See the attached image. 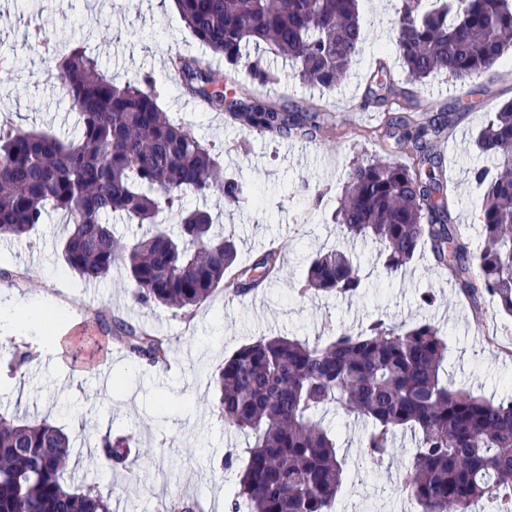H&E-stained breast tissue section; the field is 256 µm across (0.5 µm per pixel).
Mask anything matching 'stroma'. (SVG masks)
Listing matches in <instances>:
<instances>
[{"label":"stroma","instance_id":"35a3bbf8","mask_svg":"<svg viewBox=\"0 0 512 512\" xmlns=\"http://www.w3.org/2000/svg\"><path fill=\"white\" fill-rule=\"evenodd\" d=\"M398 6L399 0H360L364 49L333 92L289 79L287 63L274 62L280 80L266 88L271 100L319 103L326 110L316 138L287 143L230 128L218 113L191 109L177 90L169 59L198 56L202 49L178 10L161 0H0V52L11 58L10 68L0 70V125L64 136L75 125L41 52L23 44L14 20L22 9L31 20L58 30L63 49L82 46L115 82L152 73L162 109L219 150L225 172L240 178L251 197L220 217L237 239L238 264H252L270 242L281 246L280 269L270 287L242 296L219 289L182 315L134 304L123 266L96 282L66 271L59 213H50L27 238L0 239V270L10 273L0 277V290L33 302L51 296L70 321L52 337L18 336L0 346V415L46 419L63 428L75 442L67 483L107 485L113 512H156L161 504L195 499L203 500L207 512H224L237 474L225 460L247 437L226 428L218 415L213 376L237 349L263 337L324 342L340 330L362 332L379 318L396 324L427 319L448 339L444 369L456 388L497 402L512 397V317L490 297L476 305L464 299L434 267L430 252L405 273L388 277L376 269L374 246L358 242L354 248L365 274L359 296L300 293L304 258L342 240L332 214L353 158L380 155L373 131L385 113L399 109L391 102L377 105L367 94L377 60H385L396 78L404 76L391 33ZM461 96L470 107L461 111L440 150L454 182L453 222L469 251L476 252L480 193L471 171L484 160L474 140L487 119L512 101V50L471 86L446 76L431 79L417 96L416 110L449 108ZM318 191L324 194L319 203ZM426 293L432 306L421 302ZM101 310L109 319L168 336V364L148 366L131 358L98 319ZM21 352L30 353L31 361L10 369L13 354ZM102 370L110 373L104 384L95 379ZM328 418L341 436L348 481L336 512H410L401 488L415 448L410 434L399 435L393 458L373 470L362 456L366 424L337 412ZM107 435L127 438L125 463L102 466L100 440Z\"/></svg>","mask_w":512,"mask_h":512}]
</instances>
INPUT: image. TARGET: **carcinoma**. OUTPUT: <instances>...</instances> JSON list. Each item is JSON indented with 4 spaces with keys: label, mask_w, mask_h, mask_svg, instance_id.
Returning <instances> with one entry per match:
<instances>
[{
    "label": "carcinoma",
    "mask_w": 512,
    "mask_h": 512,
    "mask_svg": "<svg viewBox=\"0 0 512 512\" xmlns=\"http://www.w3.org/2000/svg\"><path fill=\"white\" fill-rule=\"evenodd\" d=\"M359 0H175L186 28L226 71L205 57L177 55L175 76L194 100L220 112L232 127L275 138L311 139L321 110L290 111L258 96H227V72L246 70L264 86L277 75L270 59L291 63L300 83L336 88L365 44ZM402 0L394 40L406 86L378 62L370 77L380 104H410L429 78L462 83L491 72L512 47V0ZM61 90L79 114L76 133L0 128V237H27L57 212L72 229L62 245L67 269L100 280L124 265L132 300L187 311L218 288L244 294L275 274L279 250L237 267L233 235L219 213L183 207V196L217 197L224 209L245 201L246 187L224 174L214 148L171 120L159 105L154 78L141 73L118 84L76 47L48 53ZM458 114L387 117L378 137L387 157L352 164L334 219L343 238L376 244L386 274L403 271L430 244L434 265L477 301L487 294L512 316V102L476 138L492 171L471 170L482 193L478 224L483 248L469 253L452 223L451 193L433 143ZM404 156L402 164L393 157ZM179 211L176 229L157 217ZM121 216L142 232L117 236ZM360 264L341 247L316 254L304 289L352 298L360 294ZM115 339L152 365L167 360L164 336L122 328ZM448 354L431 322H372L342 331L326 345L276 336L237 350L217 371V411L224 424L249 435L228 512H334L345 483L338 433L319 411L328 406L368 422L366 463L394 451L397 433L417 439L402 491L420 512H471L501 488L512 489V400L494 403L441 377ZM71 441L46 420L0 416V512H112V493L64 483Z\"/></svg>",
    "instance_id": "1"
}]
</instances>
